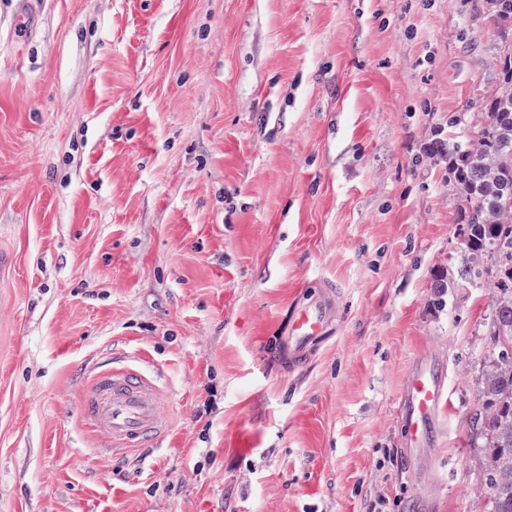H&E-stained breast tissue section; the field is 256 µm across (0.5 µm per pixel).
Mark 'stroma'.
Segmentation results:
<instances>
[{
    "label": "stroma",
    "mask_w": 512,
    "mask_h": 512,
    "mask_svg": "<svg viewBox=\"0 0 512 512\" xmlns=\"http://www.w3.org/2000/svg\"><path fill=\"white\" fill-rule=\"evenodd\" d=\"M0 0V512H406L398 406L449 373L435 512L470 445L494 261L428 147L479 112L501 36L471 0ZM332 309L305 366L288 320ZM154 370L169 431L113 454L94 365Z\"/></svg>",
    "instance_id": "1"
}]
</instances>
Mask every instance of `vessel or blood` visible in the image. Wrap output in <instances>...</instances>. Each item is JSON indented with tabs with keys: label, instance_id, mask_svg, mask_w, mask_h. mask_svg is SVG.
<instances>
[{
	"label": "vessel or blood",
	"instance_id": "b4317fda",
	"mask_svg": "<svg viewBox=\"0 0 512 512\" xmlns=\"http://www.w3.org/2000/svg\"><path fill=\"white\" fill-rule=\"evenodd\" d=\"M329 311L317 297L296 308L288 323V351L305 364L312 344L324 336ZM164 394L154 378L137 367H102L83 392L81 415L88 427L109 439L114 450L151 448L169 429L161 411ZM450 405L448 368L443 361L426 360L409 372L399 405V423L406 448L404 469L417 483L408 502L409 512H433L435 498L422 473L433 462L425 456L443 431Z\"/></svg>",
	"mask_w": 512,
	"mask_h": 512
}]
</instances>
